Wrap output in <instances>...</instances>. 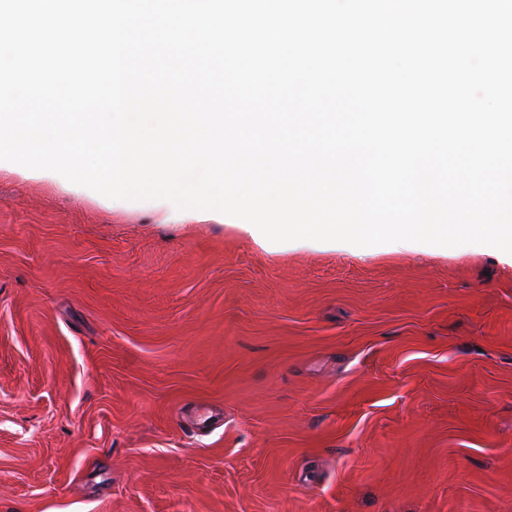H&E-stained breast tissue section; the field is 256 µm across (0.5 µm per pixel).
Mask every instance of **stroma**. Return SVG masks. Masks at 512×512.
I'll list each match as a JSON object with an SVG mask.
<instances>
[{"instance_id": "1", "label": "stroma", "mask_w": 512, "mask_h": 512, "mask_svg": "<svg viewBox=\"0 0 512 512\" xmlns=\"http://www.w3.org/2000/svg\"><path fill=\"white\" fill-rule=\"evenodd\" d=\"M0 512H512V265L2 170Z\"/></svg>"}]
</instances>
